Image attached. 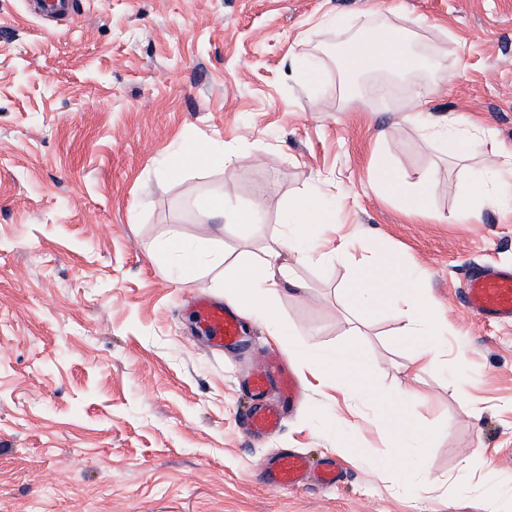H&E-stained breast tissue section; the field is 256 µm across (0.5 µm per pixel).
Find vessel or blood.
<instances>
[{
    "instance_id": "obj_1",
    "label": "vessel or blood",
    "mask_w": 512,
    "mask_h": 512,
    "mask_svg": "<svg viewBox=\"0 0 512 512\" xmlns=\"http://www.w3.org/2000/svg\"><path fill=\"white\" fill-rule=\"evenodd\" d=\"M464 302L477 318L496 324H512V269L485 264L469 277L464 291ZM195 321L205 333L212 349L220 350L236 345L241 326L237 316L222 304L198 296L195 301ZM250 392L254 406L245 415V428L254 435L276 431L284 422L285 406L297 403L302 392L286 366L271 362L251 373ZM278 391L277 400L267 398L269 388ZM317 475L320 484L334 486L343 479V468L336 459L324 458L320 466H313L303 453L288 449L268 459L262 468L265 482L276 487L298 488L310 475Z\"/></svg>"
}]
</instances>
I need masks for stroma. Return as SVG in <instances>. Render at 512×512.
Segmentation results:
<instances>
[{"instance_id": "1", "label": "stroma", "mask_w": 512, "mask_h": 512, "mask_svg": "<svg viewBox=\"0 0 512 512\" xmlns=\"http://www.w3.org/2000/svg\"><path fill=\"white\" fill-rule=\"evenodd\" d=\"M379 23L419 32L439 57L417 90L344 70L353 32ZM313 56L316 87L287 68ZM416 109L478 118L477 150L445 154L407 121ZM194 141L238 155L232 185L216 158L167 172ZM495 159L504 187L469 224L408 220L376 187L388 165L432 171L449 217ZM318 186L356 259L426 269L448 320L447 355L416 379L387 308L350 337L333 294L348 262L299 268L308 296L278 299L297 338L354 342L378 386L426 394L408 415L430 433L439 482L419 495L375 467L403 460L377 412L328 399L313 377L279 432L248 436L245 376L278 347L246 319L241 346L209 350L187 304L223 289L208 274L176 282L153 256L174 231L258 253ZM226 189L253 223H201ZM489 260L512 268V0H80L53 28L28 0H0V512H488L486 491L512 485V324L484 326L461 291ZM288 448L335 457L341 484L267 485L259 464Z\"/></svg>"}]
</instances>
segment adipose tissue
<instances>
[{
  "mask_svg": "<svg viewBox=\"0 0 512 512\" xmlns=\"http://www.w3.org/2000/svg\"><path fill=\"white\" fill-rule=\"evenodd\" d=\"M419 40V34L413 31L388 28L379 33L365 28L353 37L344 65L357 73L372 65L396 77L414 78L422 72L421 62L405 45ZM379 185L404 201L406 216L433 217L432 173L409 178L393 170L380 177ZM280 224V232L256 260L243 253L232 257L208 246L187 243L175 232L157 243L156 253L178 273L203 265L221 268L225 300L261 323L271 341L288 351L301 371L323 382L347 406L361 403L378 409L380 426L396 435L408 450L404 469L414 478L415 490L426 491L435 479L420 454L426 445L425 435L418 426L408 424L402 413L404 405L425 403V394L412 385L395 392L378 388L354 346L295 343L276 308L275 296L282 286H302L286 261L288 254H297L311 264H328L347 256V241L340 233L335 209L316 191L288 207ZM336 294L346 308L362 315L382 306L390 309L402 322V342L413 350L415 373L425 372L445 351L448 325L439 305L423 278L407 268L384 258L357 263L349 283Z\"/></svg>",
  "mask_w": 512,
  "mask_h": 512,
  "instance_id": "adipose-tissue-1",
  "label": "adipose tissue"
}]
</instances>
